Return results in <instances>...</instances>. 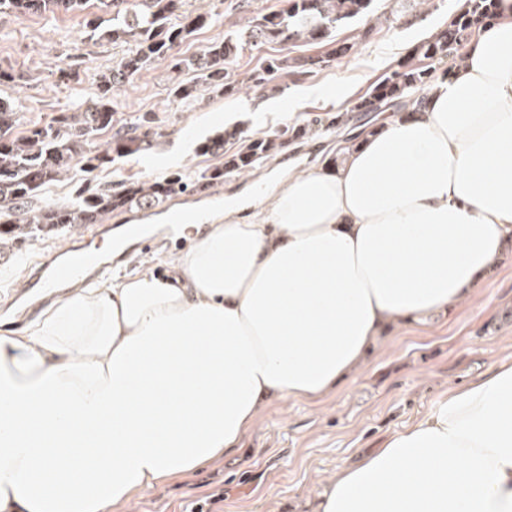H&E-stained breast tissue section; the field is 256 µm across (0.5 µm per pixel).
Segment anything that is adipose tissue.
I'll return each mask as SVG.
<instances>
[{"mask_svg": "<svg viewBox=\"0 0 512 512\" xmlns=\"http://www.w3.org/2000/svg\"><path fill=\"white\" fill-rule=\"evenodd\" d=\"M342 162L274 166L168 264L0 329V512H123L312 404L390 325L474 301L512 240V0ZM314 512H512V361L327 478Z\"/></svg>", "mask_w": 512, "mask_h": 512, "instance_id": "obj_1", "label": "adipose tissue"}]
</instances>
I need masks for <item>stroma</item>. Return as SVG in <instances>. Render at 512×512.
Returning a JSON list of instances; mask_svg holds the SVG:
<instances>
[{
    "label": "stroma",
    "instance_id": "35a3bbf8",
    "mask_svg": "<svg viewBox=\"0 0 512 512\" xmlns=\"http://www.w3.org/2000/svg\"><path fill=\"white\" fill-rule=\"evenodd\" d=\"M239 0H188L190 10L218 14V21L175 47L185 56L223 39L225 20L245 23ZM459 0H430L414 20L376 26L359 19L340 27L336 39L351 51L315 75L286 79L280 93L263 97L253 90L231 96L213 94L193 104L168 100L174 80L191 75L158 64L112 95L117 123L136 122L154 112L163 132L142 155L120 158L98 174L99 181L158 179L171 171L187 174L208 159L199 145L222 126L262 136L321 115L349 109L388 67L413 45L414 34L444 24ZM124 44L90 37L81 17L47 13L10 21L0 27V69L18 80L5 92L20 104L25 125L48 123L58 113L83 105L96 91L101 71L127 53ZM71 69L61 79L60 68ZM344 85L341 105L312 95L313 87L334 91ZM273 112L260 113V102ZM74 233L39 239L0 259V323L26 322L43 308L34 293L20 294L17 283L34 262L75 243ZM186 238L160 242L143 232L132 237L122 258L113 259L121 274L144 269L164 272ZM379 352L336 393L318 405L297 400L273 403L262 413L239 450L218 464L194 471L177 484H163L132 501L126 512H306L325 477L375 449L385 434L402 430L427 412L449 386L461 385L497 362L512 358V242L501 265L487 274L477 300L454 316L435 313L424 327L390 328Z\"/></svg>",
    "mask_w": 512,
    "mask_h": 512
}]
</instances>
